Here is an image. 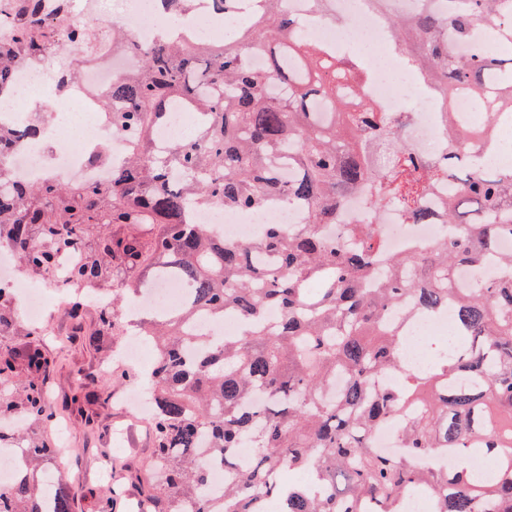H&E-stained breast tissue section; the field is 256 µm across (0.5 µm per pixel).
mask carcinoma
<instances>
[{
    "mask_svg": "<svg viewBox=\"0 0 512 512\" xmlns=\"http://www.w3.org/2000/svg\"><path fill=\"white\" fill-rule=\"evenodd\" d=\"M15 2V25L0 34V99L12 92L18 67L63 45L80 54L91 44L81 19L68 36L57 34L70 0ZM263 2L252 25L222 43L161 34L143 46L112 25V46L140 57V66L113 78L111 98L100 101L112 129L133 141L109 188L15 181L9 157L21 136L0 125V245L78 294L110 280L117 294L136 298L146 279L162 274L192 285L182 310L137 322L157 351L142 376L163 473L140 485L150 512H265L272 498L284 512H365L368 502L373 512H402L401 500L417 486L435 495L436 512H512V274L454 287L460 268L493 253L512 271V253L497 254L499 239L512 236V171L473 161L431 166L418 178L408 159L373 172L364 141L391 126L359 93L365 68L303 38L278 0ZM478 24L512 39V0H454L446 12L401 16L394 29L418 39L413 57L424 76L475 97L494 125L512 124V59L455 51ZM254 51L267 54L266 70L253 68ZM174 101L198 113L199 128L160 154L155 135ZM472 135L449 113L451 140ZM446 179L456 184L443 213L457 232L449 241L390 256L374 224L350 225L343 241L324 235L345 196L366 185L373 210L394 203L426 222L422 195ZM278 202L307 204V223L292 231L268 224L249 244L228 243L187 219L215 203L255 212ZM109 224L134 231L110 235L101 230ZM381 264L388 275L378 278ZM406 299L423 313L455 303L466 340L422 373L402 363L400 336L385 321ZM11 305L0 287V329L14 324ZM273 306L281 317L271 328ZM231 310L247 324L237 338L199 336L188 325L199 312L222 318ZM127 326L112 306L101 310L98 333L122 336ZM23 362L33 376L54 365L37 344ZM389 372L400 382L375 385ZM339 376L345 387L331 397ZM17 409L34 422L50 416L33 380L20 400H0V414ZM394 417L405 456L373 447L374 430ZM23 442L28 462L9 494H0V512H42L41 464L55 449ZM247 445L256 456L245 467L234 449ZM199 448L224 466L219 500L209 495ZM441 452L452 466L414 468L411 458ZM476 457L496 461L489 478L471 469ZM122 493L119 484L106 487L97 512H115ZM51 497L53 512H74L69 485L56 481Z\"/></svg>",
    "mask_w": 512,
    "mask_h": 512,
    "instance_id": "carcinoma-1",
    "label": "carcinoma"
}]
</instances>
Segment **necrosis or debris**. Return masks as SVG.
<instances>
[{
	"label": "necrosis or debris",
	"instance_id": "1",
	"mask_svg": "<svg viewBox=\"0 0 512 512\" xmlns=\"http://www.w3.org/2000/svg\"><path fill=\"white\" fill-rule=\"evenodd\" d=\"M327 13H319L314 0H282V7L300 24L301 31L312 43L327 45L347 59H359L364 47L394 42L393 19L396 12L411 14L424 5V0H328ZM116 22L130 27L142 45H150L163 33H193L195 41L208 42L216 36L230 34L235 13L201 11L185 14L166 7L164 0H115ZM135 57L121 51L79 60L80 81L71 99L62 101L51 123L44 127L38 142L16 151L11 158V171L16 180L36 182L45 176L62 179L80 187L93 182L107 187L112 183V169L127 158L129 144L126 133L113 130L111 122L96 123L92 131L105 144L101 161L90 163L86 155L72 145L66 123L73 110L95 115L101 96L106 95L115 76L134 70ZM57 67L47 62L17 69L11 97L0 104V124L25 131L33 99L51 88L57 79ZM394 76L372 75L364 87L365 96L376 102L390 119L403 120L400 141L378 137L368 142L371 160L378 170H386L395 160L414 156L425 162L448 154V110L463 113L470 126L484 130V114L478 112L473 97L467 94L447 95L430 83L408 59L394 67ZM449 185L440 182L422 199L431 216L428 224L416 223L406 210L388 206L370 213L362 194L348 195L336 223L328 225L326 234L341 237L351 224L374 223L386 253L404 252L416 245L427 249L447 238L449 226L442 218L448 202ZM192 223L215 225L225 241L247 244L259 238L265 225L280 224L286 228L305 223L306 211L301 206L274 205L259 213H246L217 204L194 212ZM0 281L9 285L15 298L30 317H39L43 300L37 286L23 283L10 263L9 248L0 249ZM190 294L188 283L174 277L154 281L141 299L140 311L180 309ZM391 323L404 338L403 355L416 368L424 367L434 357L426 342L438 336L449 345L461 344L455 330V310L444 306L438 313H417L413 302H404Z\"/></svg>",
	"mask_w": 512,
	"mask_h": 512
}]
</instances>
